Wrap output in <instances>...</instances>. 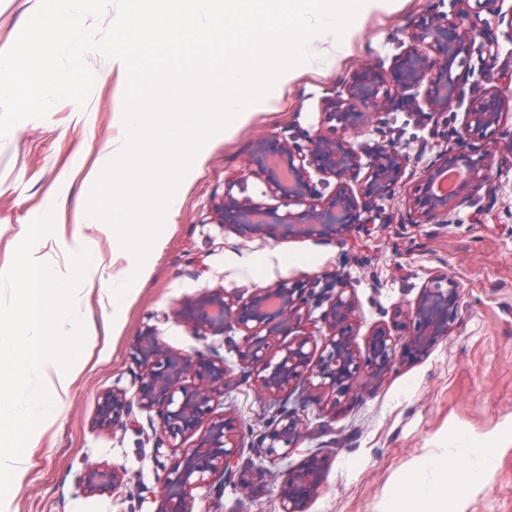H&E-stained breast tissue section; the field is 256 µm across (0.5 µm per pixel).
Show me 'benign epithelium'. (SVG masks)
Segmentation results:
<instances>
[{
	"label": "benign epithelium",
	"instance_id": "obj_1",
	"mask_svg": "<svg viewBox=\"0 0 512 512\" xmlns=\"http://www.w3.org/2000/svg\"><path fill=\"white\" fill-rule=\"evenodd\" d=\"M454 0L459 11L447 14L431 11L411 34V43L388 70L373 60L359 62L348 87L347 97L331 101L325 108L328 126L308 136L306 145L291 144L264 132L255 135L251 173L265 183L274 205L249 197L225 196L212 206L216 223L230 225L245 238L262 235L269 227L284 236H311L333 232L344 235L360 223L363 212L378 202L402 179L405 156L389 144L363 154L350 142L336 136V128L355 130L372 114L390 111L395 95L405 89L422 91V97L407 100L418 115L448 111L471 82L472 94L456 133L455 152L441 156L430 166L428 177L409 194L404 220L426 224L448 214V204L468 202L471 187L489 181L497 152L494 135L509 115V102L489 71H475L471 64L470 33L480 16L470 14ZM468 20L464 28L457 17ZM454 170L461 176L458 187L437 195L431 184L438 174ZM340 188L323 197L318 186L329 179ZM356 187H350V183ZM323 308L320 321L326 329L319 355L307 345L308 333L292 340L278 361L268 358L270 346L301 327L305 297ZM460 291L447 274L429 277L416 300L398 308L392 325L375 327L366 341L364 361H359L354 340L359 324L357 306L346 293L342 280L325 276L311 284L281 281L255 289L247 298L234 299L222 288H213L189 298L172 311L193 336L201 341L222 336L229 328L244 332L240 361L255 369L262 390L269 394L294 392L307 386L328 394L333 402L349 396L358 387L371 388L381 382L397 360H421L445 337L458 314ZM403 332L396 343L391 330ZM131 358L137 366L136 390L112 389L98 397L94 424L110 430L119 424L138 425L135 411H155L161 418V434L169 442L206 430L199 443L183 454L164 473L154 495V512H193L192 491L224 485L234 475L241 444L231 438L224 417L213 416L214 405L231 385L233 370L224 359L189 354L169 347L158 329L143 330L133 343ZM307 428V420L294 410H282L257 445V453L288 455ZM283 452H278V449ZM327 461L313 456L288 471L280 495L281 512H307L309 502L320 488ZM124 467L90 463L81 478L88 496L114 492L127 486Z\"/></svg>",
	"mask_w": 512,
	"mask_h": 512
}]
</instances>
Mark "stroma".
<instances>
[{
  "mask_svg": "<svg viewBox=\"0 0 512 512\" xmlns=\"http://www.w3.org/2000/svg\"><path fill=\"white\" fill-rule=\"evenodd\" d=\"M40 0H0V52L15 42ZM451 0H398L394 10L371 12L339 52L317 65H297V77L275 82L270 110L253 113L227 139L215 140L191 181L182 184V205L159 233L147 272L132 286L118 312L101 306L99 272L89 271L75 301L92 323L80 360L71 365L68 393L51 424H38L28 448L25 473L6 496L14 512H154L159 480L199 434L170 447L160 438V418L138 413V427L102 431L93 424L99 395L112 388L136 389L131 346L146 327H157L171 347L193 353L202 347L171 312L187 298L211 288L248 297L281 280L340 276L354 295L360 323L357 345L369 331L390 322L397 306L414 301L431 274L453 277L460 289L457 318L446 338L423 360L390 367L375 389H361L336 406L308 404V427L288 455L257 457L256 437L267 431L287 395L261 390L256 374L244 370L237 347L243 334L229 331L212 343L233 369L234 386L224 392L215 415L233 422L244 450L236 475L221 488L192 492L194 512H280V492L289 469L312 456L326 458L321 486L308 512H387L392 499L424 476L426 460L447 457L463 434L492 448L495 467L463 499H449L450 512H512V155L497 160L490 180L472 191L468 203L449 205L447 216L406 224V189L419 183L435 156L455 141L464 105L431 117L415 116L399 92L394 108L345 138L361 151L394 145L406 157L403 183L395 187L342 237L331 234L242 240L212 221L215 201L230 194L264 201L263 182L247 172L253 136L265 131L304 143L324 117L325 101L345 95L358 62L375 58L390 68L409 43V33L432 10H452ZM481 31L473 40L472 66L500 74V89L512 99V38L506 18L512 0L480 9ZM496 35L492 52L483 49ZM94 81L85 103L56 102L41 119L13 126L0 141V273L8 269L21 232L35 218L52 214L53 229L32 255L67 271L65 244L81 233L111 273L124 272L112 233L76 222V205L89 201L108 142L119 133L125 107L126 72L100 55H87ZM90 462L116 464L129 484L116 492L85 497L79 480Z\"/></svg>",
  "mask_w": 512,
  "mask_h": 512,
  "instance_id": "stroma-1",
  "label": "stroma"
}]
</instances>
